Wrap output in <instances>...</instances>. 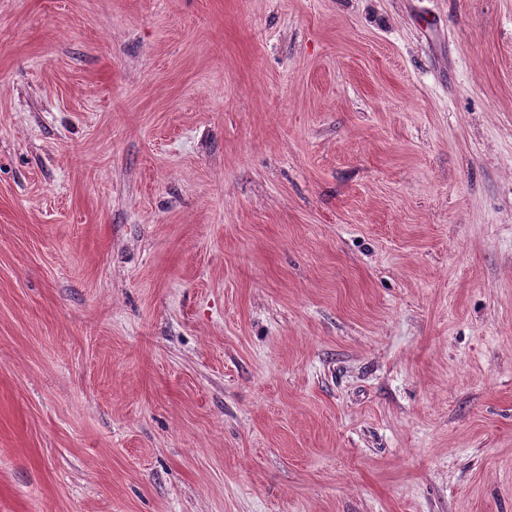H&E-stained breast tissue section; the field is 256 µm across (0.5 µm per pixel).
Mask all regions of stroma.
Returning a JSON list of instances; mask_svg holds the SVG:
<instances>
[{
    "label": "stroma",
    "mask_w": 512,
    "mask_h": 512,
    "mask_svg": "<svg viewBox=\"0 0 512 512\" xmlns=\"http://www.w3.org/2000/svg\"><path fill=\"white\" fill-rule=\"evenodd\" d=\"M0 512H512V0H0Z\"/></svg>",
    "instance_id": "stroma-1"
}]
</instances>
